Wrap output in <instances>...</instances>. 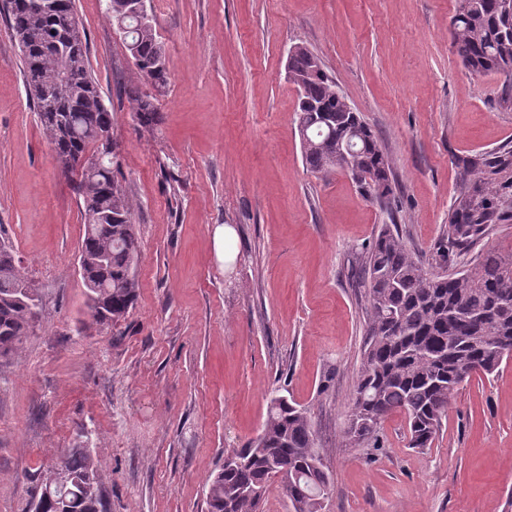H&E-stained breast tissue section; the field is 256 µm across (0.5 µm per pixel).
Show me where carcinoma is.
Returning a JSON list of instances; mask_svg holds the SVG:
<instances>
[{"mask_svg":"<svg viewBox=\"0 0 512 512\" xmlns=\"http://www.w3.org/2000/svg\"><path fill=\"white\" fill-rule=\"evenodd\" d=\"M27 0H6L9 29L24 63L26 88L57 163L74 176L85 224L78 250L86 305L98 324H115L134 305L140 260L137 225L125 186L115 178L112 110L104 103L89 67L86 34L74 0H51L33 10ZM136 0H107L108 16L119 21ZM452 38L460 62L476 73L504 77L512 84V10L505 0H457ZM133 65L147 84L163 88L168 61L154 19L125 41ZM288 79L299 95L297 129L305 164L328 176L346 173L364 194L390 202L395 186L390 161L373 129L304 45L288 52ZM138 124L160 123L154 98L129 89ZM500 160L462 162V180L491 185ZM504 211L487 198L463 195L449 215L446 241L437 266L425 264L404 241L398 225L383 224L363 256L367 284L366 338L361 368L345 431L346 445L375 440L394 413L406 419L409 446L432 447L448 404L463 376L492 375L512 357L499 350L512 342V253L488 251L473 266L457 270L456 258ZM33 284L22 272L12 246L0 241V360L16 355L39 317L26 291ZM235 462L209 476L207 512H260L270 479L279 480L293 512H321L332 476L315 448L307 412L284 395H273L258 437L224 452ZM68 480L61 492L37 494L31 512H104L99 490L100 460L80 445L62 450L53 462Z\"/></svg>","mask_w":512,"mask_h":512,"instance_id":"1","label":"carcinoma"}]
</instances>
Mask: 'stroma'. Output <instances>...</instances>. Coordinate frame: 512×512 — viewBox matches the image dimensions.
<instances>
[{"instance_id":"35a3bbf8","label":"stroma","mask_w":512,"mask_h":512,"mask_svg":"<svg viewBox=\"0 0 512 512\" xmlns=\"http://www.w3.org/2000/svg\"><path fill=\"white\" fill-rule=\"evenodd\" d=\"M146 7L170 69L153 131L130 110L139 76L106 0H76L141 242L134 307L113 325L88 315L79 204L0 14V239L41 299L37 328L0 362V512H28L56 454L80 441L102 461L106 512H204L209 474L257 437L276 391L307 411L333 473L323 512H507L512 360L460 387L432 448L408 447L399 414L377 443L344 444L365 338L361 252L392 222L434 263L462 161L503 157L496 183L512 182V87L461 64L456 0ZM297 44L377 131L395 203L306 167L286 75ZM224 224L229 263L213 245ZM235 232L232 227L225 224L223 227L216 228L214 232V247L219 255L224 257V262H231L235 257L234 252Z\"/></svg>"}]
</instances>
